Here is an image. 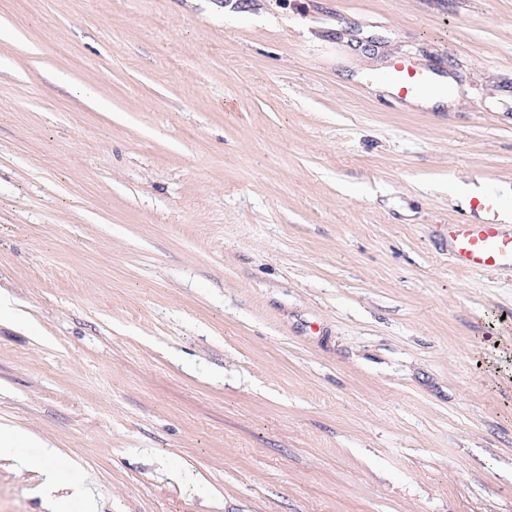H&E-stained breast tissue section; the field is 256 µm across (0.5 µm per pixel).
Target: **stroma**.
<instances>
[{
  "instance_id": "35a3bbf8",
  "label": "stroma",
  "mask_w": 512,
  "mask_h": 512,
  "mask_svg": "<svg viewBox=\"0 0 512 512\" xmlns=\"http://www.w3.org/2000/svg\"><path fill=\"white\" fill-rule=\"evenodd\" d=\"M500 185L512 0H0V424L96 512H512V271L443 234ZM434 74L428 65L415 66L402 59L392 65L389 78L400 97L410 99L436 90Z\"/></svg>"
}]
</instances>
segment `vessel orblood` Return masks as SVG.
<instances>
[{"mask_svg":"<svg viewBox=\"0 0 512 512\" xmlns=\"http://www.w3.org/2000/svg\"><path fill=\"white\" fill-rule=\"evenodd\" d=\"M389 78L400 97L410 99L435 90L434 71L430 66L413 65L402 59L392 65ZM475 210L489 213L481 223L447 225L448 259L457 268L480 272L489 268L512 269V232L498 224L493 215L499 209L490 194L474 198Z\"/></svg>","mask_w":512,"mask_h":512,"instance_id":"obj_1","label":"vessel or blood"}]
</instances>
